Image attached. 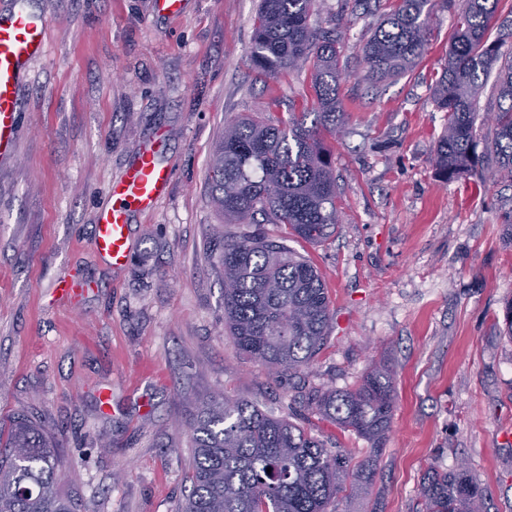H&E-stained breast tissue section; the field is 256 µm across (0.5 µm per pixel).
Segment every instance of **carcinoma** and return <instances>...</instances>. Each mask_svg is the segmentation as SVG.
Returning <instances> with one entry per match:
<instances>
[{
  "mask_svg": "<svg viewBox=\"0 0 512 512\" xmlns=\"http://www.w3.org/2000/svg\"><path fill=\"white\" fill-rule=\"evenodd\" d=\"M501 0H463L442 71L432 88L448 125L431 163L444 180L490 170L512 180V21L491 22ZM317 0H260L250 48L257 72L280 77L309 66L314 100L276 124L249 112L224 127L210 161L211 195L226 224H268L311 244L339 222L336 174L326 138L342 128L336 31L316 19ZM432 0H402L363 45L367 77L406 74L425 53ZM494 77L497 112L484 126L480 99ZM224 280V321L237 351L291 376L309 366L331 323L317 268L281 240L252 233L224 238L217 257ZM321 418L370 443L354 463L287 419L216 393L201 401L192 425V486L185 512H336L347 484L373 481L393 419L395 385L389 367H371L353 389L311 398ZM53 437L25 416L0 448V512H74L56 490ZM460 460L451 471L427 468L417 512H487L483 490Z\"/></svg>",
  "mask_w": 512,
  "mask_h": 512,
  "instance_id": "obj_1",
  "label": "carcinoma"
}]
</instances>
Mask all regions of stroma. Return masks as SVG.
<instances>
[{
	"label": "stroma",
	"instance_id": "35a3bbf8",
	"mask_svg": "<svg viewBox=\"0 0 512 512\" xmlns=\"http://www.w3.org/2000/svg\"><path fill=\"white\" fill-rule=\"evenodd\" d=\"M44 58L21 87L17 152L0 164V424L24 415L52 432L75 512H181L191 424L217 392L285 416L329 450L370 445L320 420L311 395L394 372L396 404L373 483L337 512H416L429 465L466 460L487 512H512V186L443 181L430 162L448 115L431 86L453 18L434 8L429 45L394 81H364L361 47L396 0H319L342 24L346 132L329 140L341 221L312 245L289 240L324 276L333 314L312 369L281 380L224 331L214 265L222 223L209 158L227 120L288 118L312 99L305 73L261 78L248 54L259 0H192L164 18L153 0H58ZM163 136L173 167L156 209L131 219L124 266L92 247L108 191L140 147ZM223 224V223H222ZM92 282L76 301L56 278Z\"/></svg>",
	"mask_w": 512,
	"mask_h": 512
}]
</instances>
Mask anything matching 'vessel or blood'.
I'll use <instances>...</instances> for the list:
<instances>
[{
	"label": "vessel or blood",
	"instance_id": "b4317fda",
	"mask_svg": "<svg viewBox=\"0 0 512 512\" xmlns=\"http://www.w3.org/2000/svg\"><path fill=\"white\" fill-rule=\"evenodd\" d=\"M52 24L49 10L33 12L24 0H9L0 8V161L15 154L22 112L21 82L30 65L43 57ZM172 180V171L152 144L109 189V202L101 210L93 239L96 253L121 267L131 249L132 214L155 210Z\"/></svg>",
	"mask_w": 512,
	"mask_h": 512
}]
</instances>
